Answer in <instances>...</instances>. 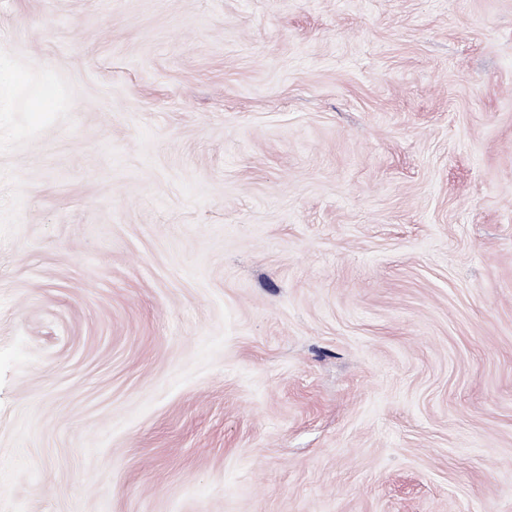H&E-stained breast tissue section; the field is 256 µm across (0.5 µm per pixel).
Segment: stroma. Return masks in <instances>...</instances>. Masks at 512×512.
Here are the masks:
<instances>
[{
    "mask_svg": "<svg viewBox=\"0 0 512 512\" xmlns=\"http://www.w3.org/2000/svg\"><path fill=\"white\" fill-rule=\"evenodd\" d=\"M18 69L0 512H512V0H0Z\"/></svg>",
    "mask_w": 512,
    "mask_h": 512,
    "instance_id": "1",
    "label": "stroma"
}]
</instances>
